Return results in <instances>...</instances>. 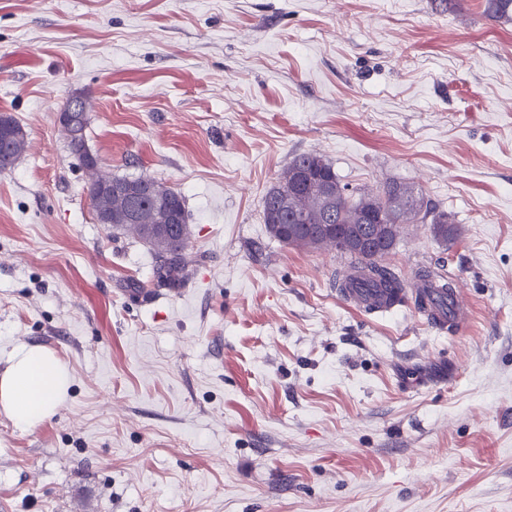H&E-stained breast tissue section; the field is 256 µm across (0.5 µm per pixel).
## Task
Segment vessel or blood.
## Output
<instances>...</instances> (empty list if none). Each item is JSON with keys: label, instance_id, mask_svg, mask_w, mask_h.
<instances>
[{"label": "vessel or blood", "instance_id": "b4317fda", "mask_svg": "<svg viewBox=\"0 0 512 512\" xmlns=\"http://www.w3.org/2000/svg\"><path fill=\"white\" fill-rule=\"evenodd\" d=\"M343 301L366 314L378 315L392 310L395 304L407 305L415 297H422L424 306L421 310L426 322L438 331L452 335L461 333L469 324L471 312L468 303L459 290H452L447 303H439L435 289L416 284L405 289L398 300L392 301L384 296L379 288H343L339 291Z\"/></svg>", "mask_w": 512, "mask_h": 512}]
</instances>
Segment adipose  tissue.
<instances>
[{
    "label": "adipose tissue",
    "instance_id": "1",
    "mask_svg": "<svg viewBox=\"0 0 512 512\" xmlns=\"http://www.w3.org/2000/svg\"><path fill=\"white\" fill-rule=\"evenodd\" d=\"M67 365L42 346H23L0 371V412L21 429L50 420L68 399Z\"/></svg>",
    "mask_w": 512,
    "mask_h": 512
}]
</instances>
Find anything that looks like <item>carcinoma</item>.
I'll use <instances>...</instances> for the list:
<instances>
[{"label": "carcinoma", "mask_w": 512, "mask_h": 512, "mask_svg": "<svg viewBox=\"0 0 512 512\" xmlns=\"http://www.w3.org/2000/svg\"><path fill=\"white\" fill-rule=\"evenodd\" d=\"M484 14L493 21H512V0H485ZM27 147V135L12 142L8 152L0 150V171L14 168ZM132 182L140 187L135 201L126 196H89L98 204L112 205V212L120 215L131 210L132 220L127 224H114L112 228L133 234L149 245L154 252L158 278L169 286L176 285L185 268V250L188 244V224L182 195L171 187L150 178L128 179L116 176H97L92 183L100 190L109 189V183ZM166 202L180 223L172 225L166 233L153 232L157 223L158 201ZM261 213L266 226L292 224L300 215L308 228L321 224L335 225L334 233L323 236L316 243L336 250L350 261V285L358 288H389L397 292L404 288L403 281L390 269L381 265L382 259L395 247L402 224H429L434 236L448 241L459 235L458 225L448 221V214L420 195L410 184L387 181L369 189L348 191L341 184L332 164L313 153H299L277 182L261 198ZM378 227L377 238L363 249L346 244L348 235L370 226Z\"/></svg>", "instance_id": "obj_1"}]
</instances>
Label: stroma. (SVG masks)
Wrapping results in <instances>:
<instances>
[{"mask_svg": "<svg viewBox=\"0 0 512 512\" xmlns=\"http://www.w3.org/2000/svg\"><path fill=\"white\" fill-rule=\"evenodd\" d=\"M484 0H0V369L53 350L71 389L0 413V512H512V22ZM89 100L103 173L180 192L187 266L96 222L57 115ZM412 184L460 236L403 225L384 263L446 272L461 335L336 292V251L260 212L297 153Z\"/></svg>", "mask_w": 512, "mask_h": 512, "instance_id": "stroma-1", "label": "stroma"}]
</instances>
